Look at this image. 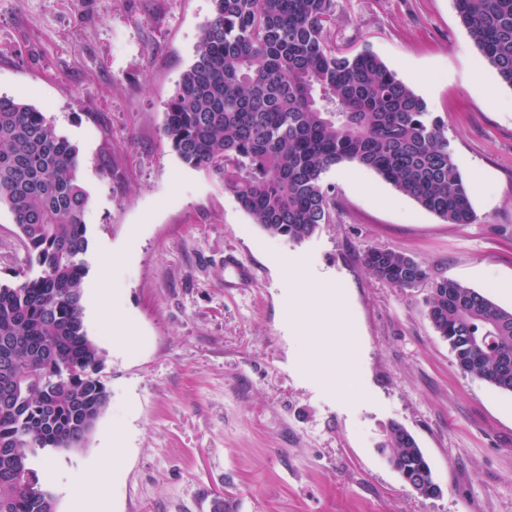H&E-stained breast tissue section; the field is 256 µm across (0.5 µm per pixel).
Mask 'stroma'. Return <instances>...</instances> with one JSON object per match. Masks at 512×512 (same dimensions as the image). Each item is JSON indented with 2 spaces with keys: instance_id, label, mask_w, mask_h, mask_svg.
Returning a JSON list of instances; mask_svg holds the SVG:
<instances>
[{
  "instance_id": "obj_1",
  "label": "stroma",
  "mask_w": 512,
  "mask_h": 512,
  "mask_svg": "<svg viewBox=\"0 0 512 512\" xmlns=\"http://www.w3.org/2000/svg\"><path fill=\"white\" fill-rule=\"evenodd\" d=\"M213 0H0V96L36 107L79 150L85 326L104 351L107 409L84 449L41 453L61 480L101 484L108 512H512V393L464 375L424 310L447 277L512 310V87L454 0H335L330 36L379 57L442 117L475 212L448 224L371 169L325 176L333 223L301 243L268 235L215 175L163 134ZM0 208V283L25 260ZM419 261L394 288L367 250ZM109 266H101L102 257ZM256 273L237 283L233 263ZM338 290L340 306L310 291ZM350 350L317 373L315 340ZM416 438L441 486L420 497L379 445Z\"/></svg>"
}]
</instances>
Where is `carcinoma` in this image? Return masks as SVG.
<instances>
[{
  "label": "carcinoma",
  "mask_w": 512,
  "mask_h": 512,
  "mask_svg": "<svg viewBox=\"0 0 512 512\" xmlns=\"http://www.w3.org/2000/svg\"><path fill=\"white\" fill-rule=\"evenodd\" d=\"M193 64L168 103L163 133L186 164L217 175L272 236L301 243L334 220L324 175L351 162L450 224L475 219L447 130L424 99L374 54L331 42L334 0H214ZM462 23L512 87V0H455ZM78 148L43 112L0 96V207L27 251L0 283V512H57L30 465L69 449L110 394L82 305L90 197ZM365 264L394 288L429 278L415 259L370 249ZM39 275L30 276L33 267ZM425 316L466 375L512 393V311L459 282L434 280ZM425 498L440 486L415 437L385 429L380 449Z\"/></svg>",
  "instance_id": "1"
}]
</instances>
